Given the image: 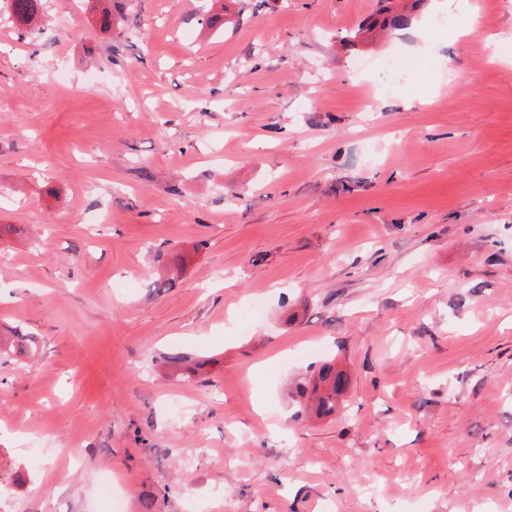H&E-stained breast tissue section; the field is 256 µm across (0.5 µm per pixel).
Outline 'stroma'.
I'll use <instances>...</instances> for the list:
<instances>
[{
  "mask_svg": "<svg viewBox=\"0 0 512 512\" xmlns=\"http://www.w3.org/2000/svg\"><path fill=\"white\" fill-rule=\"evenodd\" d=\"M43 3L0 23V512H512V0L354 47L376 0ZM347 378L336 371L332 363L322 365L313 379L311 408L317 416H328L336 412L338 396L344 391Z\"/></svg>",
  "mask_w": 512,
  "mask_h": 512,
  "instance_id": "1",
  "label": "stroma"
}]
</instances>
